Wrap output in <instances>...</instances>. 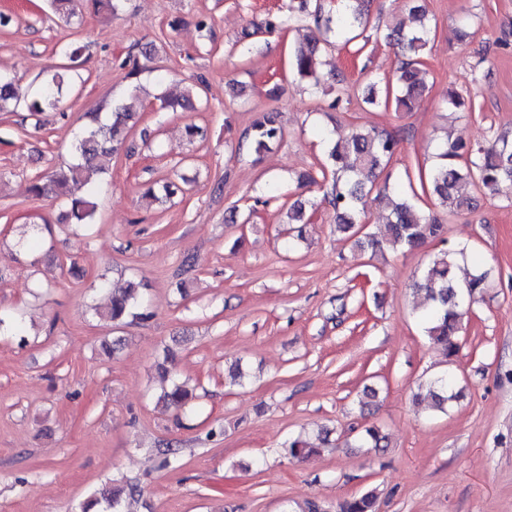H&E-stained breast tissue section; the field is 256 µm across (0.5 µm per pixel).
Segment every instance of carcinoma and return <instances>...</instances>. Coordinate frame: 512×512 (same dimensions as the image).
I'll return each instance as SVG.
<instances>
[{
    "label": "carcinoma",
    "mask_w": 512,
    "mask_h": 512,
    "mask_svg": "<svg viewBox=\"0 0 512 512\" xmlns=\"http://www.w3.org/2000/svg\"><path fill=\"white\" fill-rule=\"evenodd\" d=\"M58 18L66 24H74L77 17L75 0H50ZM288 12H296L314 31L307 42L289 52L292 73L317 90L328 78L341 83L339 75H327L322 71V55L334 41L351 42L364 34L368 26V10L365 0H341L336 9H325L312 0H290ZM409 13L417 22L415 26L399 23L386 34V40L402 55L396 85L386 87L384 105H394L402 112L413 111L426 90L427 71L422 67L421 56L429 44L433 26L420 5L410 8ZM286 19L280 14H269L257 31L274 34L283 30ZM86 45L75 38L60 49L62 65L42 79L33 90L21 88L8 73L0 71V111L23 105L30 112H44L57 107L78 67L85 62ZM137 96L130 101L107 103L108 116L91 113L88 124L73 134L70 141L72 161L47 177L36 176L31 180L29 192L36 197L62 200L69 206L65 219L71 224L88 226L95 223L99 195L104 184L99 174L105 170V162L116 155L127 137L129 122L136 115L133 111ZM282 138L281 127L275 117L264 114L255 120L247 133L245 148L249 153L269 152ZM399 139L392 133L375 126L356 128L341 142L328 151L329 166L320 169L321 180L310 174L305 180L320 183L323 199L336 216V231L354 244L374 255L388 250L414 248L427 241L440 244L438 251L421 269L413 283V289L423 294L425 308L419 314L423 332L429 341L441 348L446 356H455L460 349L459 333L468 313V303L489 287V272L471 275L460 283L455 269L463 251L448 245L444 225L435 224L417 204V194L396 184L394 192L399 201L393 204L383 227L377 232L361 231L360 215L364 212L365 197L370 185L390 163L399 150ZM435 163L428 172H418L422 191L433 197L448 214L457 215L471 207L468 198L459 194V187L474 183L488 193H493L506 181L512 182V140L506 136L491 138L486 145H471L452 136L440 141L434 153ZM179 191L177 183L164 181L158 188L150 187L146 197L163 204ZM315 206L309 199H298L290 208L292 224L304 223L306 210ZM99 287L108 297V303L95 309V315L107 322L119 323L128 318L144 321L148 318L141 305V285L128 282L117 288L107 279ZM0 335H22V320L14 314L0 312ZM169 358L157 364V371L169 381L158 397L167 409L184 411L190 394L185 385L172 376L167 366ZM458 397V382L451 375L437 378L422 385L416 398L431 400L432 406L444 412L448 403ZM361 444L376 450L387 447V438L378 427L365 428ZM288 457L304 459L319 449L297 437L283 444ZM139 496L133 484H104L81 504V512H130L131 501ZM377 496L367 492L338 504L336 512H376Z\"/></svg>",
    "instance_id": "carcinoma-1"
}]
</instances>
